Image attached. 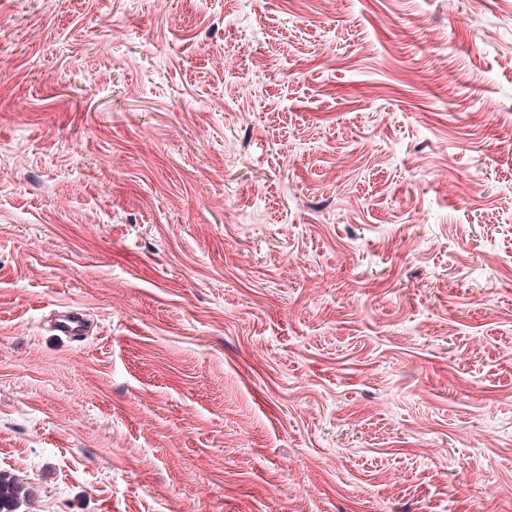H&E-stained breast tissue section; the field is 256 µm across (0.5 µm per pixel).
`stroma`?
Instances as JSON below:
<instances>
[{
  "mask_svg": "<svg viewBox=\"0 0 512 512\" xmlns=\"http://www.w3.org/2000/svg\"><path fill=\"white\" fill-rule=\"evenodd\" d=\"M0 471L512 512V0H0ZM50 326L57 336L80 339L93 334V325L78 310H60L52 314Z\"/></svg>",
  "mask_w": 512,
  "mask_h": 512,
  "instance_id": "stroma-1",
  "label": "stroma"
}]
</instances>
